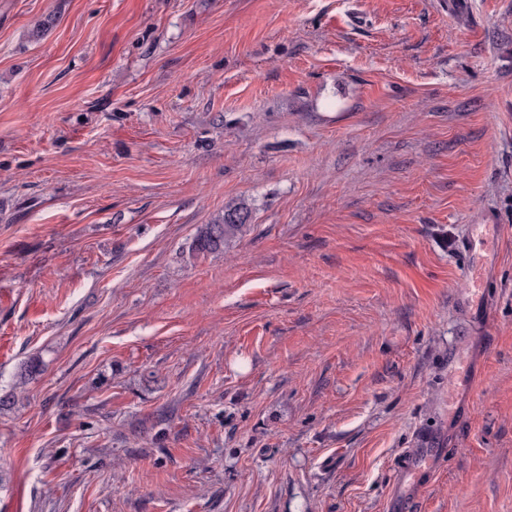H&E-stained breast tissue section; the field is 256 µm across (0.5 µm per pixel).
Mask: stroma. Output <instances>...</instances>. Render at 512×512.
<instances>
[{
    "instance_id": "obj_1",
    "label": "stroma",
    "mask_w": 512,
    "mask_h": 512,
    "mask_svg": "<svg viewBox=\"0 0 512 512\" xmlns=\"http://www.w3.org/2000/svg\"><path fill=\"white\" fill-rule=\"evenodd\" d=\"M9 391L0 512H512V0H0ZM249 218L250 212L242 205L226 206L209 224L201 225L194 239V251L209 254L224 249V244L241 230ZM495 224H470L461 239V250L469 255L464 268V277L469 283L466 296L460 300L462 305H470L476 301L481 305L485 315L492 310L490 283L495 272V263L489 248L487 230ZM476 242L485 247L482 253H476ZM429 448H412L408 457L401 461L396 469L397 491L387 504L388 512H402L405 503V488L416 471V463L420 455Z\"/></svg>"
}]
</instances>
